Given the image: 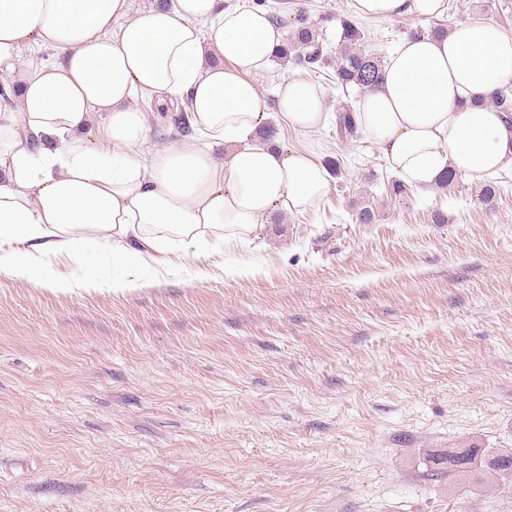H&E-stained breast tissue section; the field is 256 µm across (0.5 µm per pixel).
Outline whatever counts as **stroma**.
<instances>
[{"label": "stroma", "instance_id": "obj_1", "mask_svg": "<svg viewBox=\"0 0 512 512\" xmlns=\"http://www.w3.org/2000/svg\"><path fill=\"white\" fill-rule=\"evenodd\" d=\"M335 17L353 0H281ZM512 35L498 0H448L442 23ZM389 56L422 22L366 19ZM307 76L335 111L332 69L269 61L246 77L279 140L316 141L342 179L309 212L195 259L179 248L150 287L58 291L0 272V512H512V488L437 479L427 456L512 448V172L494 208L451 192L386 197L394 173L365 137L288 127L277 87ZM150 119L143 159L174 148L182 106ZM384 199L358 224L362 194ZM447 223L433 221L436 211Z\"/></svg>", "mask_w": 512, "mask_h": 512}]
</instances>
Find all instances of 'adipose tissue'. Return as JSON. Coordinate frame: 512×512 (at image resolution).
Instances as JSON below:
<instances>
[{
    "mask_svg": "<svg viewBox=\"0 0 512 512\" xmlns=\"http://www.w3.org/2000/svg\"><path fill=\"white\" fill-rule=\"evenodd\" d=\"M354 9L429 22L447 15L448 0H354ZM129 11L130 0H0V72L19 85L15 106H0L1 272L67 289L51 258L106 251L111 275L88 268L83 286L133 291L149 285L140 269L172 245L207 257L211 242L255 236L274 212L310 210L329 191L311 148L255 137L267 114L245 74L280 40L266 11L224 0ZM24 45L53 50L54 62L17 69ZM501 88L512 89V36L497 25L466 20L445 36H410L366 92L359 131L420 190L449 169L512 171V116L482 103ZM138 91L179 100L195 136L141 162L132 150L149 127ZM278 106L307 135L330 120L301 78L283 83ZM96 123L101 148L86 138Z\"/></svg>",
    "mask_w": 512,
    "mask_h": 512,
    "instance_id": "adipose-tissue-1",
    "label": "adipose tissue"
}]
</instances>
